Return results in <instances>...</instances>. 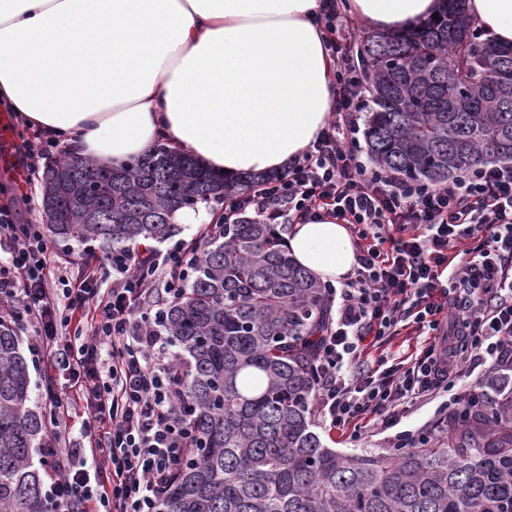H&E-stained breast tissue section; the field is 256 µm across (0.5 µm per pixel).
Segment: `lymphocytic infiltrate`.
Returning <instances> with one entry per match:
<instances>
[{
    "instance_id": "1",
    "label": "lymphocytic infiltrate",
    "mask_w": 512,
    "mask_h": 512,
    "mask_svg": "<svg viewBox=\"0 0 512 512\" xmlns=\"http://www.w3.org/2000/svg\"><path fill=\"white\" fill-rule=\"evenodd\" d=\"M336 114L281 175L224 201V221L191 241L96 255L68 278V250L41 225L0 206V317L32 325V353L64 366L86 413L71 433L61 393L43 458L55 478L52 512H159L161 493L190 446L176 357L159 328L162 309L193 274L222 224L254 215L287 224L324 217L349 226L356 265L329 287L319 338L318 419L360 439L394 430V447L416 434L398 425L417 401L444 397L457 413L476 401L472 375L512 378V164L461 170L440 186L402 180L366 160L358 117L370 108L346 40H332ZM425 334L419 351L396 359L384 346L403 328Z\"/></svg>"
}]
</instances>
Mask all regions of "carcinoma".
<instances>
[{"label":"carcinoma","instance_id":"cac0c4a2","mask_svg":"<svg viewBox=\"0 0 512 512\" xmlns=\"http://www.w3.org/2000/svg\"><path fill=\"white\" fill-rule=\"evenodd\" d=\"M372 111L365 143L379 167L442 184L512 160V46L473 28L463 0L427 23L373 32L360 49ZM233 181L162 144L113 166L75 154L43 171L53 237L114 250L168 238L176 213L222 202ZM324 285L290 256L274 224L224 225L162 324L183 365L195 448L160 512H512V412L484 397L411 448L344 453L311 430ZM29 366L0 319V512H45L33 461L52 413L30 409Z\"/></svg>","mask_w":512,"mask_h":512}]
</instances>
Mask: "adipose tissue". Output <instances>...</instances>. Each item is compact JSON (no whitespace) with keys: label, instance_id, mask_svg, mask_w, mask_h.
I'll return each mask as SVG.
<instances>
[{"label":"adipose tissue","instance_id":"1","mask_svg":"<svg viewBox=\"0 0 512 512\" xmlns=\"http://www.w3.org/2000/svg\"><path fill=\"white\" fill-rule=\"evenodd\" d=\"M448 0H344L371 28H409ZM323 0H0V103L71 152L121 163L157 142L212 172L279 171L336 107ZM475 27L512 45V0H465ZM294 259L341 285L346 225H294Z\"/></svg>","mask_w":512,"mask_h":512}]
</instances>
